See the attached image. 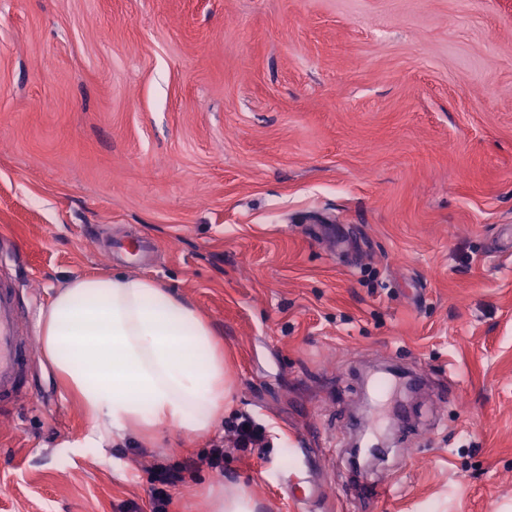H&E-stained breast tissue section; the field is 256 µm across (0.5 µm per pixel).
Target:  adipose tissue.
Masks as SVG:
<instances>
[{"instance_id": "obj_1", "label": "adipose tissue", "mask_w": 512, "mask_h": 512, "mask_svg": "<svg viewBox=\"0 0 512 512\" xmlns=\"http://www.w3.org/2000/svg\"><path fill=\"white\" fill-rule=\"evenodd\" d=\"M39 344L102 439L152 442L160 425L195 438L231 405L213 327L189 299L140 275L68 281L40 316Z\"/></svg>"}]
</instances>
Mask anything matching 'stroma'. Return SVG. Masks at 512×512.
<instances>
[{
  "instance_id": "stroma-1",
  "label": "stroma",
  "mask_w": 512,
  "mask_h": 512,
  "mask_svg": "<svg viewBox=\"0 0 512 512\" xmlns=\"http://www.w3.org/2000/svg\"><path fill=\"white\" fill-rule=\"evenodd\" d=\"M138 236L158 251L108 259ZM511 236L512 0H0V278L29 331L67 279L138 274L212 323L234 385L207 436L114 443L38 359L0 407V512H151L181 465L169 512L212 483L366 512L342 483L371 362L429 378L369 472L386 512H512ZM298 437L326 451L302 505ZM232 431L237 445L241 448L253 447L265 440V428L249 416L241 417ZM297 448H293L296 460L289 470L288 483V494L295 501L301 502L308 499L312 495V487L305 476V469L298 464V460L301 459L306 467L310 464L311 454L309 448H303L304 445L300 440L296 441ZM154 487L151 490L152 512H168L167 506L171 503L168 488L175 487L183 481L180 469L158 468L154 473ZM157 483L160 487L155 486Z\"/></svg>"
}]
</instances>
